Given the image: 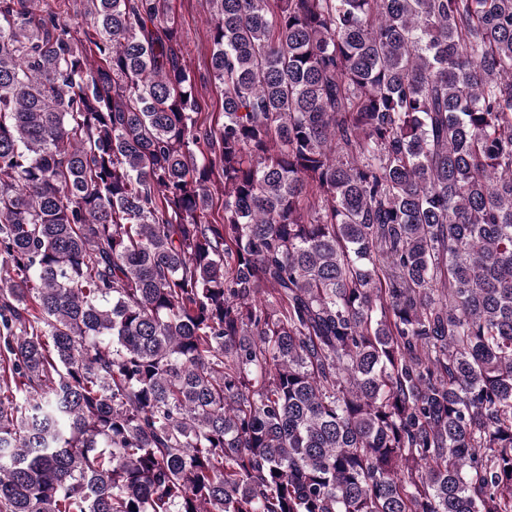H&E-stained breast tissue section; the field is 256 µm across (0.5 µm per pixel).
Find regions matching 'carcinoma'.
<instances>
[{"label": "carcinoma", "mask_w": 512, "mask_h": 512, "mask_svg": "<svg viewBox=\"0 0 512 512\" xmlns=\"http://www.w3.org/2000/svg\"><path fill=\"white\" fill-rule=\"evenodd\" d=\"M79 2L0 0V512H512V0H208L217 128ZM36 3L39 10L49 11L52 10L58 13L62 20H65L73 25H80L82 28L90 32L93 31L92 23L90 20L85 19L79 13V5L74 0H39Z\"/></svg>", "instance_id": "1"}]
</instances>
